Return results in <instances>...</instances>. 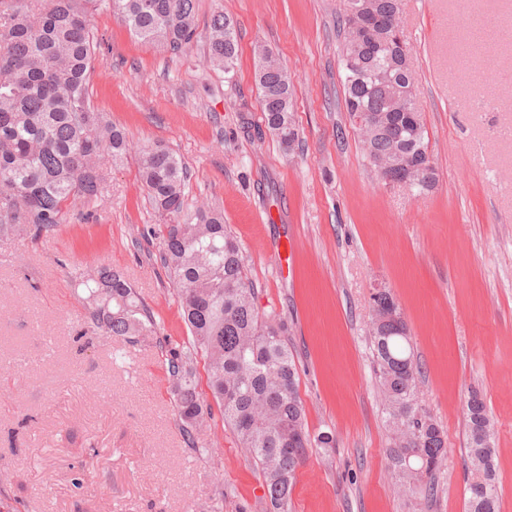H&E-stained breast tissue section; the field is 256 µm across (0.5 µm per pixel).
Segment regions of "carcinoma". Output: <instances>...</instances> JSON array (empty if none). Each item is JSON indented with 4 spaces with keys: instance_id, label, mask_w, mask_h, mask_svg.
<instances>
[{
    "instance_id": "carcinoma-1",
    "label": "carcinoma",
    "mask_w": 512,
    "mask_h": 512,
    "mask_svg": "<svg viewBox=\"0 0 512 512\" xmlns=\"http://www.w3.org/2000/svg\"><path fill=\"white\" fill-rule=\"evenodd\" d=\"M388 23L397 0H372ZM135 37L171 52L198 40L196 0H0V237L54 233L66 205L97 196L104 160L130 153L125 129L90 104L89 77L98 41L90 17L101 9ZM341 83L348 114L374 119L362 134L367 158L398 159L382 180H402L407 168L429 164L427 130L411 87L415 70L403 68L410 52L396 38L373 41L338 24ZM209 61L235 71L238 31L222 13L205 34ZM256 81L262 122L281 148L299 146L288 71L264 45L256 48ZM139 173L154 212L169 223L160 229L159 259L179 300L190 332L187 346L167 351L173 408L184 442L201 452L198 434L213 421L217 404L260 474L269 512H291L298 471L312 443L300 396L299 371L285 341L287 327L260 312L236 237L217 206L184 212L187 166L160 143L139 151ZM85 307L103 335L129 343L156 333L153 314L124 273L104 264L76 270ZM396 302L387 291L372 297V319ZM376 378L392 432L388 459L409 495H430L447 455L442 426L422 407L419 370L405 322L382 324L371 335ZM204 361L209 403L198 390L196 357ZM469 474L465 512H500L496 448L484 396L469 393L465 406Z\"/></svg>"
}]
</instances>
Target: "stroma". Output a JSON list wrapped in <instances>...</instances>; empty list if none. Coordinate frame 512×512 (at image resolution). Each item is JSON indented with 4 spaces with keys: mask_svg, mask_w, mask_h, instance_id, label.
Masks as SVG:
<instances>
[{
    "mask_svg": "<svg viewBox=\"0 0 512 512\" xmlns=\"http://www.w3.org/2000/svg\"><path fill=\"white\" fill-rule=\"evenodd\" d=\"M345 0H197L199 28L230 15L234 78L204 41L174 55L135 39L110 12L92 104L134 147L160 140L192 177L188 209L219 206L237 237L261 312L287 326L313 449L293 512H464V409L480 391L493 424L501 512H512V0H399L414 91L439 181L427 195L370 167L344 107L336 18ZM295 82L301 144L285 153L262 122L255 48ZM136 158L104 162L97 199L69 207L59 229L0 238V512H266L265 490L222 419L190 450L170 401L163 347L187 328L153 257L158 224ZM290 243L294 271L269 257ZM123 270L156 317L136 342L87 323L69 264ZM402 308L422 376L419 399L448 454L429 499L397 490L369 348L371 296Z\"/></svg>",
    "mask_w": 512,
    "mask_h": 512,
    "instance_id": "35a3bbf8",
    "label": "stroma"
}]
</instances>
